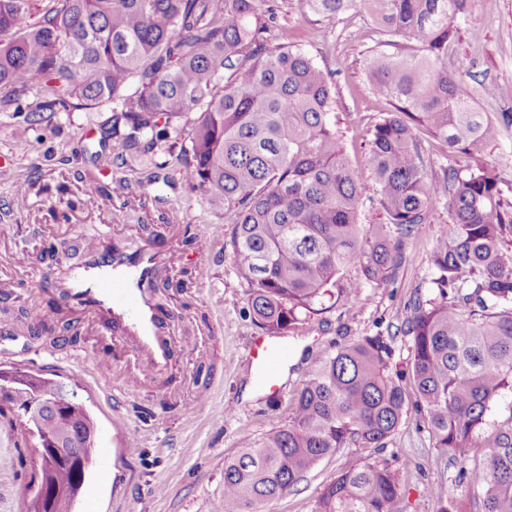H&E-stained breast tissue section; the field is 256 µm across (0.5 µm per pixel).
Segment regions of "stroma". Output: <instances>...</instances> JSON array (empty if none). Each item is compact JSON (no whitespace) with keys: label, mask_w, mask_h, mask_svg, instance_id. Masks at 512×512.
Here are the masks:
<instances>
[{"label":"stroma","mask_w":512,"mask_h":512,"mask_svg":"<svg viewBox=\"0 0 512 512\" xmlns=\"http://www.w3.org/2000/svg\"><path fill=\"white\" fill-rule=\"evenodd\" d=\"M262 18L271 44L294 43L314 59L336 90L341 144L361 182L372 185L366 165L368 130L376 118L364 71L369 48L384 41L369 14L339 15L328 22L306 0H265ZM459 34L448 52V70L475 92L489 118L512 111L499 90L512 86V0H468ZM406 46L407 38L389 37ZM46 93L33 89L0 110V369L21 368L76 389L96 420V448L111 449L106 466L92 464L77 512H224V462L258 444L272 427L287 425L290 409L311 365L364 336H384L394 349L392 367L411 355L408 320L416 295L430 291V253L448 223L436 206L408 239L404 260L387 282L368 284L357 296L282 335L291 355L277 395L260 386L250 350L264 331L249 311V288L239 277L230 240L233 226L222 210L189 184L184 164L165 147L114 149V105L42 107ZM512 201V128H497L482 154ZM212 241L198 253L186 237ZM180 239L171 274L205 260L209 276L184 294L156 295L171 315L168 336L176 345L166 372L138 388L127 380L131 352L99 336L86 315L63 304L52 280L83 260L84 240L103 245ZM26 249L43 273L29 281L9 258ZM49 318L32 336L22 310ZM80 339L69 343L71 330ZM112 361L105 380L89 373L87 358ZM215 404L227 412H212ZM384 448H346L317 464L293 491L263 505L262 512H313L325 485L348 462L385 461L400 484V512H436L428 494L444 484L463 504L466 485L432 445L425 416L414 403ZM143 433L141 447L114 453L115 418ZM19 426L0 417V512H25L37 458L20 449Z\"/></svg>","instance_id":"obj_1"}]
</instances>
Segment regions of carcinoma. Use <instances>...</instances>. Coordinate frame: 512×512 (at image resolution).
<instances>
[{"label":"carcinoma","mask_w":512,"mask_h":512,"mask_svg":"<svg viewBox=\"0 0 512 512\" xmlns=\"http://www.w3.org/2000/svg\"><path fill=\"white\" fill-rule=\"evenodd\" d=\"M29 2L0 0V90L40 85L51 111L112 100L121 148L180 147L184 175L235 224L232 254L250 288V314L274 336L386 281L404 239L444 206L432 291L416 298L407 327L416 408L477 512H512V401L502 406L512 398V202L482 160L495 124L512 127V113L492 123L476 110L473 89L448 72L467 0H309L329 22L365 10L382 32L418 44L365 58L374 99L389 105L371 130L368 167L385 223L369 238L359 222L364 187L338 141L332 84L303 50L265 46L261 0H53L37 19ZM194 107L201 112L185 135L176 122ZM418 125L447 149L439 173L428 169ZM351 264L355 278L345 276ZM194 283L183 271L164 288L183 294ZM392 359L384 337L364 336L314 363L289 424L224 461V512H261L343 448L384 447L406 406ZM57 386L28 373L18 392L35 402ZM22 431L37 443H77L51 472L59 494L48 505L74 512L86 477L80 460L96 433L85 404L41 414ZM429 494L437 512H462L445 486ZM399 498L388 462H353L323 488L314 512H397Z\"/></svg>","instance_id":"1"}]
</instances>
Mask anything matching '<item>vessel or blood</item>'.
<instances>
[{
	"mask_svg": "<svg viewBox=\"0 0 512 512\" xmlns=\"http://www.w3.org/2000/svg\"><path fill=\"white\" fill-rule=\"evenodd\" d=\"M84 250V265L72 268L58 282L65 298L85 307L100 334L127 344L137 356L139 370L165 367L173 355L165 338L167 318L151 303L146 290L169 267L172 242H150L130 253L118 243L108 249L91 241ZM254 351L260 383L274 388L288 357L287 347L258 344Z\"/></svg>",
	"mask_w": 512,
	"mask_h": 512,
	"instance_id": "vessel-or-blood-1",
	"label": "vessel or blood"
}]
</instances>
